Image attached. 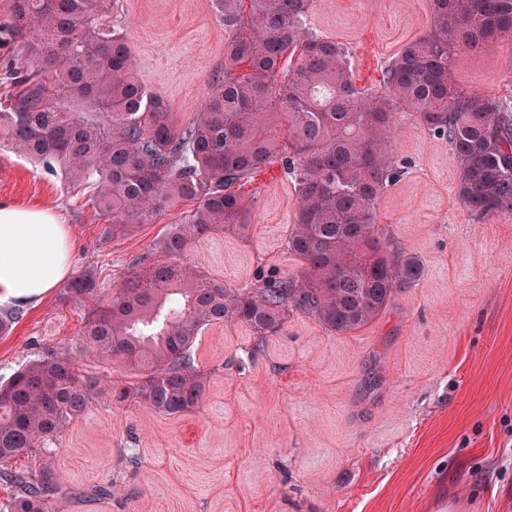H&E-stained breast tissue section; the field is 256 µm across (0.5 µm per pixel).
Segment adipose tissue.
Segmentation results:
<instances>
[{"instance_id":"obj_1","label":"adipose tissue","mask_w":512,"mask_h":512,"mask_svg":"<svg viewBox=\"0 0 512 512\" xmlns=\"http://www.w3.org/2000/svg\"><path fill=\"white\" fill-rule=\"evenodd\" d=\"M72 269L70 230L54 209L0 203V303L38 305Z\"/></svg>"}]
</instances>
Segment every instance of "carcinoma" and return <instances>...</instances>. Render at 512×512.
Wrapping results in <instances>:
<instances>
[{"label": "carcinoma", "instance_id": "cac0c4a2", "mask_svg": "<svg viewBox=\"0 0 512 512\" xmlns=\"http://www.w3.org/2000/svg\"><path fill=\"white\" fill-rule=\"evenodd\" d=\"M108 2L8 0L0 148L84 186L112 235L177 198L196 203L162 238L163 259L136 261L119 294L89 311L90 347L141 371L134 384L113 388L118 401L190 412L205 392L193 350L202 330L237 321L253 329L259 349L298 310L346 334L420 282L421 258L376 219L382 195L407 169L391 149L398 115L448 142L457 197L471 216H512V97L466 91L452 78L457 49L512 41V0H431L429 32L399 50L375 91L355 84L349 47L311 27L313 0H211L227 33L224 64L203 111L185 124L136 77ZM273 163L298 199L285 248L301 273L229 288L184 263L190 241L247 230L252 205L239 187ZM98 288L86 268L61 293L87 302ZM104 391L66 345L0 383V475L24 488L0 512H45L57 490L51 469L24 476L9 467Z\"/></svg>", "mask_w": 512, "mask_h": 512}]
</instances>
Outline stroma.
<instances>
[{
	"instance_id": "35a3bbf8",
	"label": "stroma",
	"mask_w": 512,
	"mask_h": 512,
	"mask_svg": "<svg viewBox=\"0 0 512 512\" xmlns=\"http://www.w3.org/2000/svg\"><path fill=\"white\" fill-rule=\"evenodd\" d=\"M114 14L141 83L177 121L201 111L224 61V26L210 0H116ZM318 33L348 43L356 84L375 90L382 70L431 24L430 0H314ZM462 88L512 95V42L458 50ZM391 147L409 168L377 207V223L421 256L425 274L398 291L369 326L327 331L297 311L256 347L251 328L224 323L194 343L206 373L198 408L181 416L130 399L96 398L49 456L14 468L53 470L60 487L46 512H512V216L474 220L456 195L445 140L410 118ZM247 238L220 231L193 241L185 260L231 288L295 275L285 252L298 200L279 165L243 187ZM84 187L0 151V202L52 207L69 225L73 268H93L101 296L117 295L130 261L160 259L184 200L128 232L106 235ZM89 306L52 290L0 335V381L44 349L69 345L101 382L138 378L82 338Z\"/></svg>"
}]
</instances>
